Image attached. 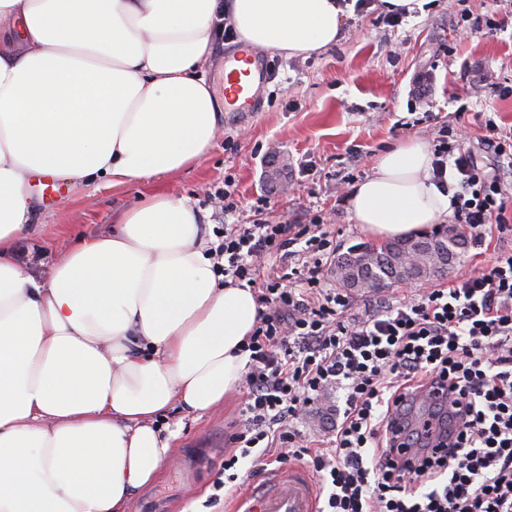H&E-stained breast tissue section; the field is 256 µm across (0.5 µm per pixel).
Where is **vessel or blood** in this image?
I'll list each match as a JSON object with an SVG mask.
<instances>
[{
  "instance_id": "1",
  "label": "vessel or blood",
  "mask_w": 512,
  "mask_h": 512,
  "mask_svg": "<svg viewBox=\"0 0 512 512\" xmlns=\"http://www.w3.org/2000/svg\"><path fill=\"white\" fill-rule=\"evenodd\" d=\"M262 53L245 50L224 59V105L240 112L260 109V87L268 78ZM228 512H317V494L312 478L304 471L271 480L259 492L247 489L235 494Z\"/></svg>"
}]
</instances>
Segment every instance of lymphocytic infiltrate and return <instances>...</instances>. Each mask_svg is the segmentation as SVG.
Masks as SVG:
<instances>
[{"label": "lymphocytic infiltrate", "mask_w": 512, "mask_h": 512, "mask_svg": "<svg viewBox=\"0 0 512 512\" xmlns=\"http://www.w3.org/2000/svg\"><path fill=\"white\" fill-rule=\"evenodd\" d=\"M485 153L506 158L487 170L454 135H442L435 178L451 174L452 222L473 244L512 209V139L486 121ZM321 217L296 224H228L211 253L219 272L256 289L260 307L249 353L240 428L229 435L227 482L253 449L304 465L325 493L319 512H512V251L492 264L399 304L347 319L351 300L327 287L332 253ZM278 264L264 269L266 259ZM449 384L431 421L455 426L447 453L431 451L428 428L407 426L413 459L398 460L384 428L406 414L409 391ZM345 391L343 420L324 448L293 425L327 388Z\"/></svg>", "instance_id": "lymphocytic-infiltrate-1"}]
</instances>
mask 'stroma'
Instances as JSON below:
<instances>
[{"mask_svg": "<svg viewBox=\"0 0 512 512\" xmlns=\"http://www.w3.org/2000/svg\"><path fill=\"white\" fill-rule=\"evenodd\" d=\"M464 8L484 26L461 39L454 25ZM384 12L382 0H373L366 12L347 13L342 39L309 57L269 52L273 76L262 89V111L225 113L199 164L147 184L62 180L52 193L41 181H29L38 229L19 238L16 260L48 278L79 239L104 232L115 213L155 191L188 198L206 226L208 246H216L219 232L237 219L258 212L283 224L307 211L323 217L342 254L376 243L356 223L346 194L390 145L413 137L431 143L441 126L459 122L481 163L496 166L478 139L489 119L512 128V0H427L423 11L404 17L395 29L381 22ZM489 19L504 21V28H486ZM422 69L432 73L433 84L421 101L413 77ZM487 72L496 88L482 86ZM228 179L238 206L231 214L217 198ZM510 250L512 231L489 229L484 244H467L454 266L432 283L449 284L457 274ZM241 400L234 394L201 417L168 411L161 423L178 433L171 458L134 493L127 512H225L223 503H211L210 497L224 478V448L240 420ZM343 405V390H329L296 426L314 446H322Z\"/></svg>", "mask_w": 512, "mask_h": 512, "instance_id": "1", "label": "stroma"}]
</instances>
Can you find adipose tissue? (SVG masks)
<instances>
[{
  "label": "adipose tissue",
  "mask_w": 512,
  "mask_h": 512,
  "mask_svg": "<svg viewBox=\"0 0 512 512\" xmlns=\"http://www.w3.org/2000/svg\"><path fill=\"white\" fill-rule=\"evenodd\" d=\"M344 15L339 0H0V512H126L167 459L157 418L240 388L258 315L165 192L35 277L12 252L28 177L147 183L197 163L224 114L203 77L224 20L291 58L336 44ZM432 161L416 137L381 154L349 196L356 222L401 238L450 220Z\"/></svg>",
  "instance_id": "ef3b65f1"
}]
</instances>
